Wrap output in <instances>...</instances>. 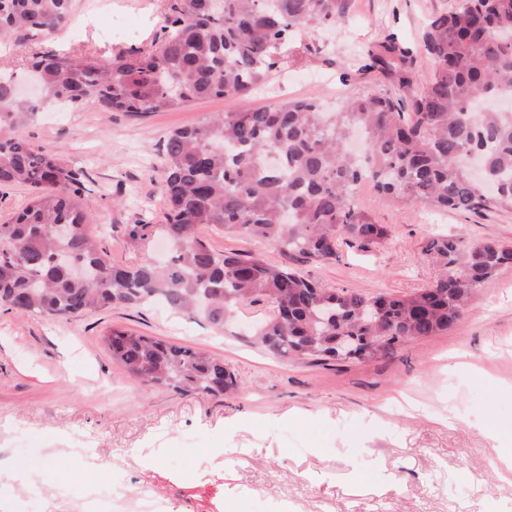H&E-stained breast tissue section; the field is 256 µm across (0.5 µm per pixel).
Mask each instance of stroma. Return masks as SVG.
Returning a JSON list of instances; mask_svg holds the SVG:
<instances>
[{
    "label": "stroma",
    "mask_w": 512,
    "mask_h": 512,
    "mask_svg": "<svg viewBox=\"0 0 512 512\" xmlns=\"http://www.w3.org/2000/svg\"><path fill=\"white\" fill-rule=\"evenodd\" d=\"M457 0H347L336 26L300 33L306 53L271 72L247 97L201 98L161 112H99L93 101L12 134L51 147L83 171L84 199L113 264L136 265L163 244L131 246L134 224H161L163 146L171 132L213 112L269 107L318 95L331 108L372 90L408 99L409 89L353 60L386 36L412 50L415 87L433 69L420 47L427 20ZM167 0H73L66 27L0 47V69L24 70L34 53L92 55L100 63L163 37ZM122 18L134 29L104 41ZM356 203L390 236L367 251L339 243V258L300 265L325 287L408 295L429 287L442 262L437 235L512 244V211L436 212L360 186ZM197 234L219 253L282 256L269 243L209 224ZM242 305L233 322L206 321L153 300L70 319L0 306V498L12 512H138L139 493L165 512H512V482L499 478L488 426L512 425V265L473 293L462 319L410 338L366 361L293 362L256 344L251 332L272 317ZM117 328L203 350L224 360L238 389L215 398L144 385L113 362L101 340Z\"/></svg>",
    "instance_id": "35a3bbf8"
}]
</instances>
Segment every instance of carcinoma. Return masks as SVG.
Listing matches in <instances>:
<instances>
[{"instance_id":"cac0c4a2","label":"carcinoma","mask_w":512,"mask_h":512,"mask_svg":"<svg viewBox=\"0 0 512 512\" xmlns=\"http://www.w3.org/2000/svg\"><path fill=\"white\" fill-rule=\"evenodd\" d=\"M345 0H168L165 37L152 52L131 51L108 65L37 53L28 76L37 100L19 97V76L0 74V185L29 188L28 205L0 224V305L18 313L73 318L157 297L224 329L241 302L276 305L260 343L282 358L372 360L412 337L457 322L467 299L502 266L512 246L489 238L432 239L446 271L411 295L329 289L293 262L339 257L338 237L361 250L389 238L355 203L366 181L395 199L434 210L512 211V110L482 104L512 94V0H459L422 36L434 69L407 102L371 91L336 112L318 97L213 114L164 143L161 233L170 257L112 265L91 227L84 172L9 131L55 103L99 111L160 112L209 96L245 99L288 64L297 31L336 24ZM72 0H0V40L23 48L67 21ZM410 51L387 39L367 50L365 68L404 64ZM475 154L482 178L467 173ZM212 224L274 245L288 262L260 253H218L196 234ZM112 360L150 387L221 396L237 387L224 361L152 336L112 329Z\"/></svg>"}]
</instances>
